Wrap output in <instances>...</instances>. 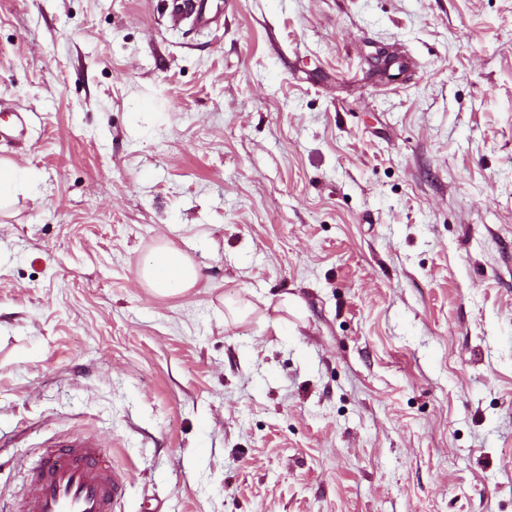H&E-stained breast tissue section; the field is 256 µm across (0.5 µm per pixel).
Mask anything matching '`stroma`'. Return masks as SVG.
Instances as JSON below:
<instances>
[{
  "label": "stroma",
  "instance_id": "35a3bbf8",
  "mask_svg": "<svg viewBox=\"0 0 512 512\" xmlns=\"http://www.w3.org/2000/svg\"><path fill=\"white\" fill-rule=\"evenodd\" d=\"M165 9L0 0V505L89 434L122 512H512V0ZM168 10V23L172 28H178L184 20L206 27L217 18V11L211 13L208 0H170ZM33 175L26 169L15 165L3 166L0 163V206L21 186H31ZM140 277L153 293L174 296L194 288L199 272L186 254L160 243L145 260Z\"/></svg>",
  "mask_w": 512,
  "mask_h": 512
}]
</instances>
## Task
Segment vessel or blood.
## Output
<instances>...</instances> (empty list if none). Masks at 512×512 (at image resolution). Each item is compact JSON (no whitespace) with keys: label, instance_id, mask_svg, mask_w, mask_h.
I'll return each mask as SVG.
<instances>
[{"label":"vessel or blood","instance_id":"1","mask_svg":"<svg viewBox=\"0 0 512 512\" xmlns=\"http://www.w3.org/2000/svg\"><path fill=\"white\" fill-rule=\"evenodd\" d=\"M168 23L183 21L205 27L216 19L208 0H170ZM126 478L103 453L96 439H61L44 448L32 467L15 512H116L124 496Z\"/></svg>","mask_w":512,"mask_h":512}]
</instances>
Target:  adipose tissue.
Listing matches in <instances>:
<instances>
[{"label": "adipose tissue", "instance_id": "1", "mask_svg": "<svg viewBox=\"0 0 512 512\" xmlns=\"http://www.w3.org/2000/svg\"><path fill=\"white\" fill-rule=\"evenodd\" d=\"M140 277L153 293L174 296L194 288L199 272L186 254L162 243L147 257Z\"/></svg>", "mask_w": 512, "mask_h": 512}]
</instances>
